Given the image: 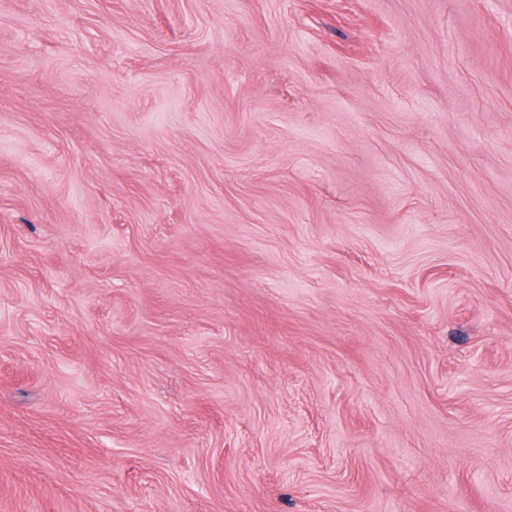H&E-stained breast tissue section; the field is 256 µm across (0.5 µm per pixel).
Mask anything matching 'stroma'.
<instances>
[{
	"instance_id": "1",
	"label": "stroma",
	"mask_w": 512,
	"mask_h": 512,
	"mask_svg": "<svg viewBox=\"0 0 512 512\" xmlns=\"http://www.w3.org/2000/svg\"><path fill=\"white\" fill-rule=\"evenodd\" d=\"M0 512H512V0H0Z\"/></svg>"
}]
</instances>
